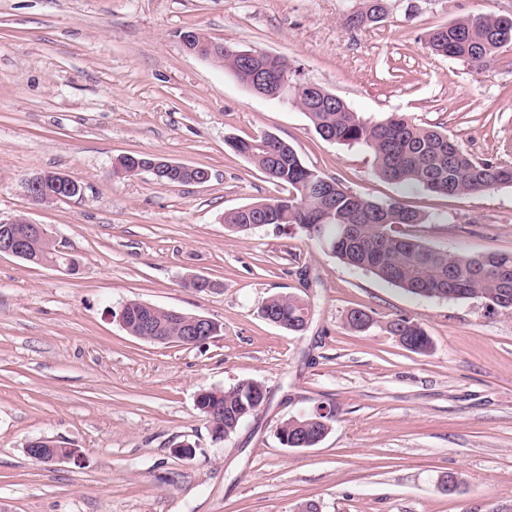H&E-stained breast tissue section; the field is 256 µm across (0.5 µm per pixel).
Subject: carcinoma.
I'll list each match as a JSON object with an SVG mask.
<instances>
[{
  "label": "carcinoma",
  "mask_w": 512,
  "mask_h": 512,
  "mask_svg": "<svg viewBox=\"0 0 512 512\" xmlns=\"http://www.w3.org/2000/svg\"><path fill=\"white\" fill-rule=\"evenodd\" d=\"M431 50L459 59L479 70L499 50L512 46V17L473 15L432 30ZM306 116L325 141L363 145L374 156L377 174L383 179L412 188L443 194H481L512 186V165L477 159L448 135L421 126L403 115L371 121L338 99L309 109ZM233 150L269 179L288 190L285 197L253 202L224 215V223L237 231L262 227L261 218L272 211V223L313 229L311 239L339 262L363 270L406 293L420 297L467 299L479 297L495 309L512 310V253H452L426 244L409 228L426 218L397 200L374 202L354 194L338 181L323 187L325 175L302 161L285 141L260 133L238 139ZM278 318L281 328L298 333L310 313V302L298 294L276 295L263 305ZM161 336L178 335L166 309L150 312ZM386 329L406 349L420 355L432 348L422 326L407 316L386 323ZM263 385L243 380L228 388H211L199 394L202 404L220 406L224 413L207 422L234 434L262 406ZM335 419L310 409L290 416L277 427L278 440L314 438L332 429Z\"/></svg>",
  "instance_id": "cac0c4a2"
}]
</instances>
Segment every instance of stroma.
I'll use <instances>...</instances> for the list:
<instances>
[{
    "instance_id": "35a3bbf8",
    "label": "stroma",
    "mask_w": 512,
    "mask_h": 512,
    "mask_svg": "<svg viewBox=\"0 0 512 512\" xmlns=\"http://www.w3.org/2000/svg\"><path fill=\"white\" fill-rule=\"evenodd\" d=\"M0 0V216L42 225L73 271L0 256V512H512V310L414 297L328 254L297 226L236 232L225 212L285 195L227 138L270 132L302 161L375 202L427 217L413 233L460 253L512 252V187L444 196L376 173L363 147L322 140L305 112L246 90L183 47L180 32L287 57L299 77L372 120L402 114L474 156L512 163V47L479 70L432 53L427 36L468 15L512 16V0ZM124 155L205 168L204 184L147 172L117 180ZM69 175L80 195L36 205L25 181ZM215 282L199 292L195 277ZM307 292L291 333L261 316ZM130 301L210 318L198 345L128 334ZM353 309L372 314L346 328ZM414 318L419 355L386 329ZM245 379L267 400L214 440L200 390ZM334 406L331 432L284 448L281 420ZM49 438L76 458L25 452ZM189 443L192 457L174 452ZM455 474L451 495L439 481Z\"/></svg>"
}]
</instances>
